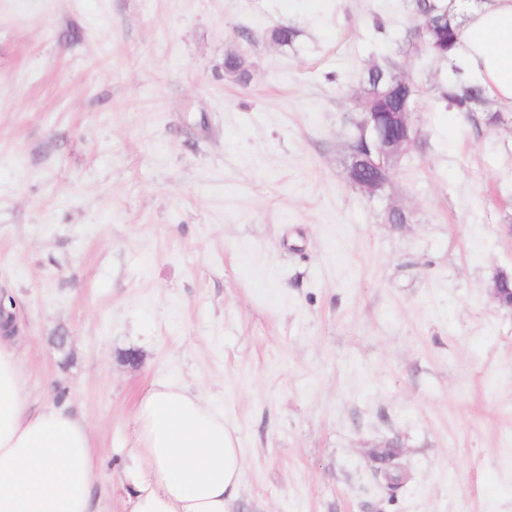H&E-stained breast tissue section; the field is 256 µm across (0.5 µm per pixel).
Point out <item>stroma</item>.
I'll list each match as a JSON object with an SVG mask.
<instances>
[{
    "label": "stroma",
    "instance_id": "1",
    "mask_svg": "<svg viewBox=\"0 0 512 512\" xmlns=\"http://www.w3.org/2000/svg\"><path fill=\"white\" fill-rule=\"evenodd\" d=\"M408 3L0 0V294L33 395L95 435L108 512L158 380L233 427L229 512H512V110L437 98ZM383 57L421 95L378 197L345 145ZM224 72L243 83H246L251 77L248 60L237 52L228 53L224 57Z\"/></svg>",
    "mask_w": 512,
    "mask_h": 512
}]
</instances>
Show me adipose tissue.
Here are the masks:
<instances>
[{"mask_svg":"<svg viewBox=\"0 0 512 512\" xmlns=\"http://www.w3.org/2000/svg\"><path fill=\"white\" fill-rule=\"evenodd\" d=\"M456 62L512 107V0L467 9ZM126 512H227L244 461L224 412L189 386L155 381L136 402ZM102 468L86 420L39 402L21 354L0 334V512H105Z\"/></svg>","mask_w":512,"mask_h":512,"instance_id":"obj_1","label":"adipose tissue"}]
</instances>
